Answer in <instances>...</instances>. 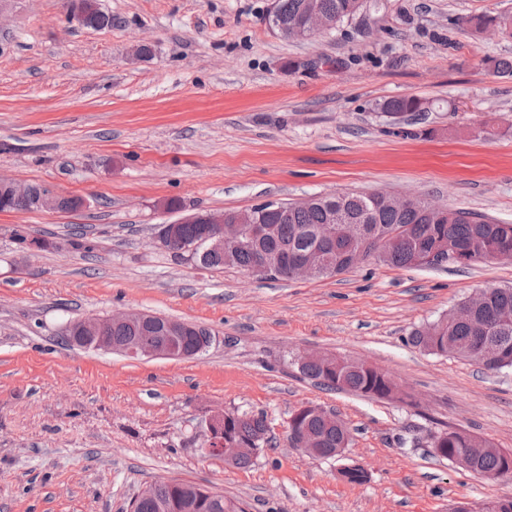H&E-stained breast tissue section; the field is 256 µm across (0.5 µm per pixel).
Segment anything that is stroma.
Returning a JSON list of instances; mask_svg holds the SVG:
<instances>
[{
	"label": "stroma",
	"instance_id": "35a3bbf8",
	"mask_svg": "<svg viewBox=\"0 0 512 512\" xmlns=\"http://www.w3.org/2000/svg\"><path fill=\"white\" fill-rule=\"evenodd\" d=\"M273 0H67L0 11V176L85 199L72 212L0 213V512H129L176 480L246 512H449L512 498L434 457L464 430L512 451V371L428 354L411 332L473 292L512 286V262L396 268L368 260L310 280L206 268L155 247L158 224L340 192H383L512 224V39L470 20L512 0H364L380 30L346 21L304 41L268 23ZM149 54H141V46ZM428 110L396 125L383 102ZM177 209H170V202ZM49 248L17 265L12 231ZM89 253L65 248L73 233ZM142 311L208 328L189 359L67 343L68 322ZM319 350L387 374L405 401L328 392L292 357ZM338 414L342 459L292 447L301 406ZM216 411L262 413L273 440L247 467L208 453ZM368 473L361 485L341 464ZM425 105L426 103L423 100L414 96H410L385 101L381 105V109L384 111V114L387 117L394 121L395 119L393 117L399 113L414 114L416 112H426L428 107Z\"/></svg>",
	"mask_w": 512,
	"mask_h": 512
}]
</instances>
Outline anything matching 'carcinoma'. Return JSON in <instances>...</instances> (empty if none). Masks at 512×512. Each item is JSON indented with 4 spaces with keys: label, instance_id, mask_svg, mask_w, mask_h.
Here are the masks:
<instances>
[{
    "label": "carcinoma",
    "instance_id": "1",
    "mask_svg": "<svg viewBox=\"0 0 512 512\" xmlns=\"http://www.w3.org/2000/svg\"><path fill=\"white\" fill-rule=\"evenodd\" d=\"M363 6L362 0H277L272 21L280 36L286 40L311 37L307 26L309 12L318 11L325 20L339 24L354 18ZM475 35L484 34L493 27L499 36L512 39V16L482 15L472 20ZM384 114L392 118L399 113L414 114L426 111L425 102L410 96L388 100L381 105ZM417 199L407 207L394 209L373 203L369 193H340L320 196L303 204H288V214L258 209L263 235L239 247L230 262L224 253L206 250L202 244L204 225L181 224L179 236L168 251L179 256L192 255L208 268L231 265L241 269L252 266L261 253L278 268L271 277H285L286 258L307 253L312 257L323 251L317 238L318 229L336 213L338 224L365 223L377 229L368 246L373 257L386 250L385 264L392 267H421L422 259L432 253H456L464 261L457 267L476 262L495 261L506 252L512 253V224L488 221L483 216L460 209H444L446 216L436 220L422 208ZM159 333L143 330L118 329L112 332V344L126 345L132 341L153 344ZM412 344L436 355H452L469 361L487 372L498 373L512 369V287L489 289L484 308L467 320H456L448 315L414 330ZM212 343V333L201 329L200 334L184 336L173 341V346L199 354ZM299 372L326 390L348 391L371 399L398 398L396 384L372 366L358 362H335L316 359L299 367ZM299 434L307 436L317 448V456L332 459L342 455L351 442L349 427L340 418L304 416L295 425ZM269 426L262 414H235L225 416L224 442L244 449L234 464L245 467L263 451L268 443ZM430 447L442 457L476 476L496 480L506 476L509 452L496 447L489 440L466 432L451 430L432 437ZM206 489L187 483L174 482L152 487L151 495L141 500L132 512H158L160 501L173 504L189 495ZM200 512H244L237 502L214 493L206 497Z\"/></svg>",
    "mask_w": 512,
    "mask_h": 512
}]
</instances>
